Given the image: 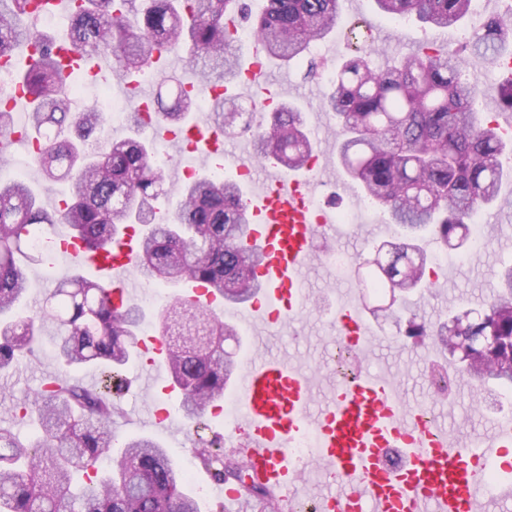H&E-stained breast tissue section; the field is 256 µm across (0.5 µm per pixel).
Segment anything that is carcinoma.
I'll return each instance as SVG.
<instances>
[{"mask_svg":"<svg viewBox=\"0 0 512 512\" xmlns=\"http://www.w3.org/2000/svg\"><path fill=\"white\" fill-rule=\"evenodd\" d=\"M29 0H0V58L28 45L35 62L23 74L32 96L28 126L39 140L30 154L34 173L63 183L62 206L51 211L25 180L0 178V371L22 353H33L45 338L69 372L102 368L100 382L78 379L44 383L15 413L36 416L41 435L21 439L0 423V512H199L186 492L183 468L158 442L136 437L119 442L112 424L121 414L120 371L137 347L143 313L132 304L116 308L107 289L81 275H64L28 315L20 311L32 264L50 265L48 248L34 246L43 226L67 224L90 249L111 243L122 228L141 226L138 270L148 281L177 285L189 278L235 302L253 290L259 261L243 243L247 203L242 184L216 174L195 173L180 184L169 180L155 160L156 141L141 136L144 114L129 113L131 135L113 140L102 134L103 114L73 112L70 88L88 66L112 60V70L133 80L156 53L181 55L196 67L198 93L171 73L160 77L150 116L172 126L192 120L202 91L242 74L234 53L238 33L224 29V15L246 18L244 0H79L71 13L67 42L78 67L64 71L57 42L26 18ZM473 0H374L380 13L412 19L425 30L459 27ZM340 0H266L250 24L268 59L301 63L310 45L335 28ZM371 52L346 60L329 82L322 107L336 120L339 163L362 189L364 199L387 215L409 242L390 244V257L374 265L367 286L402 293L404 336H421L406 295L427 288L429 259L419 241L427 234L445 246L469 241L470 220L494 204L504 177L503 158L512 154L492 121L476 111L478 89L462 79L469 63L512 57V38L495 17L466 44L464 54L442 52L431 42L415 53L372 65ZM493 103L512 108V77L501 79ZM209 120L224 130L248 129L255 159L288 170L309 167L315 146L301 110L281 104L269 116L242 112L225 96L209 99ZM176 196L174 210L158 207ZM487 317L512 337V266L497 272V293L482 311L453 315L437 331L447 346L452 322ZM156 331L166 345L165 367L180 397L183 418L198 433L196 458L219 481L234 480L265 512L278 509L271 490L252 479L236 461L224 462V441L205 438L204 417L224 399L236 369L224 337L236 328L179 297L162 306ZM512 353L489 367L477 358L460 370L470 385L509 379Z\"/></svg>","mask_w":512,"mask_h":512,"instance_id":"obj_1","label":"carcinoma"}]
</instances>
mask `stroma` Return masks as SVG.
<instances>
[{
  "label": "stroma",
  "mask_w": 512,
  "mask_h": 512,
  "mask_svg": "<svg viewBox=\"0 0 512 512\" xmlns=\"http://www.w3.org/2000/svg\"><path fill=\"white\" fill-rule=\"evenodd\" d=\"M504 0H473L468 20L454 34L422 30L416 22L405 21L393 27L389 18L381 15L373 0H341L340 17L350 26L368 30L375 37L377 62L390 56L411 54L423 42H433L444 50L462 52L464 45L479 29L481 21L503 16ZM315 59L319 68L315 75L305 76L303 69L274 62L266 64V80L278 84L279 96L298 104L304 111L307 129L316 145L318 167L324 176L318 188L322 204L329 210H360L365 206L359 188L349 183L336 163V125L330 113L321 107L328 87L327 73L335 71L342 62L354 56L355 50L340 30L319 43ZM481 224L486 237L483 249L465 248L450 251L446 265L437 267L444 282L427 291L410 296L427 333L407 339L399 336L393 313L387 305L389 292L361 294L358 304L366 316L376 340L366 356L359 360L360 370H370L403 383L411 403L440 412L452 430L459 435L471 429H488L492 417L512 412V394H489L476 402L469 389H456L451 396L441 397L431 392L427 380L431 370L455 367V360L437 344L435 332L446 322L449 311L462 312L489 302L497 288L496 272L502 264L512 263V202L482 212ZM390 231L380 223L354 224L345 227L335 242L318 244L308 275L307 301L283 329L268 336L264 352L294 360L313 376L317 393H325L333 371L331 356L336 349L332 319L341 302L340 294L347 284L344 274L338 273L328 259L330 252L343 249L349 254L350 269L359 262L373 260ZM63 369L54 357L51 344H43L34 357L17 362L8 373L0 375V418L6 417L16 404L32 400L42 377L62 374ZM169 382L167 370L157 373V390L140 392L124 389L120 401L123 413L117 417L114 430L119 438L150 436L168 448L178 464L192 463L189 480L191 495L200 512H218L220 500L214 482L200 481V466L194 465L198 437L182 418L179 400L163 391ZM165 402L170 412L168 427L151 426L147 413L156 401Z\"/></svg>",
  "instance_id": "obj_1"
}]
</instances>
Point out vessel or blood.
Masks as SVG:
<instances>
[{
    "mask_svg": "<svg viewBox=\"0 0 512 512\" xmlns=\"http://www.w3.org/2000/svg\"><path fill=\"white\" fill-rule=\"evenodd\" d=\"M150 132L175 151L192 144L208 160L226 156L221 128L207 114H196L187 129L152 124ZM238 164L253 166L249 182L247 243L261 257L257 288L233 309L246 328H274L283 312L306 301L304 278L317 241H332L336 227L327 214L313 210L319 174L288 177L254 163L248 146L238 149ZM54 265L62 271H90L112 291L115 303L132 302L137 283L139 238L125 228L112 247L87 251L68 231L54 234ZM185 299L210 309L221 306L211 288L188 282ZM336 333L355 351L371 345L373 332L353 300L342 302ZM143 368L139 389L156 385L165 345L150 336L139 343ZM239 399V415L226 423L224 442L240 445L256 476L284 506L307 471L328 470L317 512H488L490 502H512V420H499L490 433L456 437L436 417H425L403 397L399 385L368 371L350 383H337L330 397L315 400L304 368L277 357L248 354L243 368L225 386ZM310 435V455L295 460L291 448ZM500 479L494 498L483 488L488 464Z\"/></svg>",
    "mask_w": 512,
    "mask_h": 512,
    "instance_id": "1",
    "label": "vessel or blood"
}]
</instances>
